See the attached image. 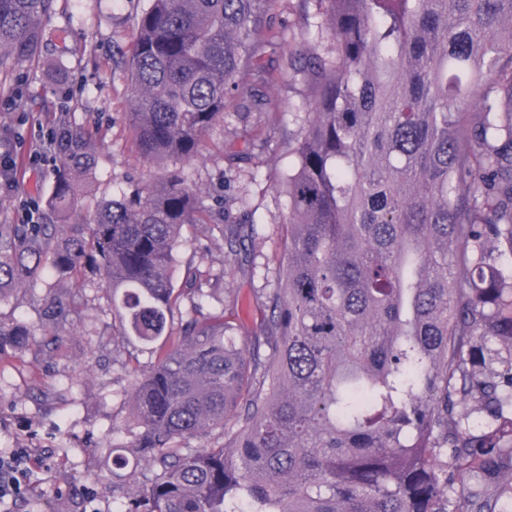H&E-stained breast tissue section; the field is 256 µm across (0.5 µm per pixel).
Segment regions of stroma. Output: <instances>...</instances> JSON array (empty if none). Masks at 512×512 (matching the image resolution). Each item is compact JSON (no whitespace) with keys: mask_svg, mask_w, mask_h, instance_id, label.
Wrapping results in <instances>:
<instances>
[{"mask_svg":"<svg viewBox=\"0 0 512 512\" xmlns=\"http://www.w3.org/2000/svg\"><path fill=\"white\" fill-rule=\"evenodd\" d=\"M147 0H55L43 22L46 40L36 57L0 64V152H10L17 185L0 188V224H21L26 213L43 223L59 161L56 152L34 157L55 120L68 115L78 128L97 133L99 165L81 182L71 223L89 221L98 201L152 181L155 168L135 148L127 114L128 55L135 20ZM313 0H268L266 42L251 85L260 106L232 96L224 120L202 142L201 161L168 163L169 172L198 186L211 211L209 236L186 226L181 261L198 270L195 287L215 289L207 308L218 313L225 294L237 303L240 333L253 338L258 322L253 292L277 287L282 252L278 224L288 212L285 183L294 158L288 141L309 107L310 60L301 41L318 19ZM235 224L242 241L224 242L222 227ZM60 290L79 309L74 329L59 343L0 354V444L33 449L42 465L21 512H117L125 491L112 474V452L123 448L129 412L130 372L148 364L134 353L112 315V295L92 270ZM42 281L0 299V321L21 322L41 334ZM67 484L69 500L57 494Z\"/></svg>","mask_w":512,"mask_h":512,"instance_id":"35a3bbf8","label":"stroma"}]
</instances>
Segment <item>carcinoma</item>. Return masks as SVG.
<instances>
[{
	"label": "carcinoma",
	"instance_id": "carcinoma-1",
	"mask_svg": "<svg viewBox=\"0 0 512 512\" xmlns=\"http://www.w3.org/2000/svg\"><path fill=\"white\" fill-rule=\"evenodd\" d=\"M267 0H148L128 60L144 160H197L246 94ZM330 41L289 142L281 283L236 302L174 287L201 191L159 174L69 223L95 175L61 117L49 224L0 225V299L92 262L122 335L155 356L123 431L141 468L118 512H500L512 494V0H315ZM54 0H0V50L32 57ZM48 286L46 331L73 325ZM39 344L0 322V351Z\"/></svg>",
	"mask_w": 512,
	"mask_h": 512
}]
</instances>
